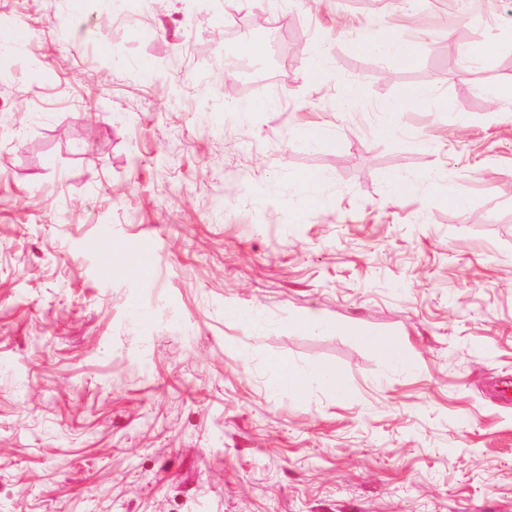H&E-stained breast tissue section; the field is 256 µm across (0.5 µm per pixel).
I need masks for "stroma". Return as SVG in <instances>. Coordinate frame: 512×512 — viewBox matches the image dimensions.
<instances>
[{
  "label": "stroma",
  "instance_id": "obj_1",
  "mask_svg": "<svg viewBox=\"0 0 512 512\" xmlns=\"http://www.w3.org/2000/svg\"><path fill=\"white\" fill-rule=\"evenodd\" d=\"M284 8L256 60L251 0H0V512H512V0ZM89 238L152 241L147 277ZM358 339L386 364L405 368L414 364L411 351L399 336H374L353 331ZM278 388L288 395H299L306 387L310 377L330 387L338 397H346L347 389L342 377L335 369L325 366H314L307 370L297 368L287 360L275 364Z\"/></svg>",
  "mask_w": 512,
  "mask_h": 512
}]
</instances>
